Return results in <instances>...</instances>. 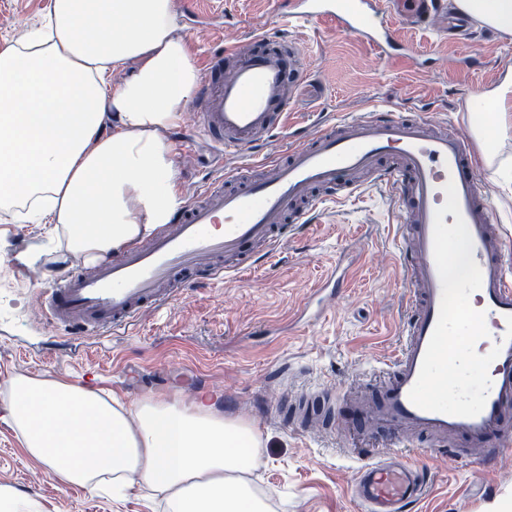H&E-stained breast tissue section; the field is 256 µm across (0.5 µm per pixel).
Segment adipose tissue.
I'll return each mask as SVG.
<instances>
[{
	"label": "adipose tissue",
	"instance_id": "1",
	"mask_svg": "<svg viewBox=\"0 0 512 512\" xmlns=\"http://www.w3.org/2000/svg\"><path fill=\"white\" fill-rule=\"evenodd\" d=\"M458 6L512 30V0ZM174 17V0H52L44 31L0 46V209L44 225L65 255L104 260L181 204L164 132L181 122L199 71ZM0 422L68 487L114 500L147 486L167 512L270 509L248 479L254 424L207 394L130 405L96 384L18 375L0 385Z\"/></svg>",
	"mask_w": 512,
	"mask_h": 512
}]
</instances>
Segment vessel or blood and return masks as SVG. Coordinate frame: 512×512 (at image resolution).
I'll list each match as a JSON object with an SVG mask.
<instances>
[{"label":"vessel or blood","mask_w":512,"mask_h":512,"mask_svg":"<svg viewBox=\"0 0 512 512\" xmlns=\"http://www.w3.org/2000/svg\"><path fill=\"white\" fill-rule=\"evenodd\" d=\"M283 17L290 23L335 22L365 37L382 57L396 51L397 22L422 26L438 20L458 36L470 29L468 17L447 0H284ZM307 68V57L295 45L261 32L249 44L229 43L210 55L184 124L222 155L251 156L281 136L279 150L259 162L266 176L252 177L246 164L206 179L147 243L126 246L92 273L64 276L44 295L46 329L51 336L132 334L146 311L243 272L254 246L280 244L288 225L303 223L317 205V191L340 188L349 196L360 189V176H368L398 204L408 316L389 377L368 401L364 417L369 428L388 431L393 448L359 459L352 495L365 512H405L424 497L415 461L427 454L406 447V436L460 441V455L478 469L512 451V247L481 192L474 140L439 131L437 116L409 119L390 103L321 125L308 141L286 134L291 91ZM449 183L460 212L446 214L444 222L450 226L463 217L482 274L475 297L488 335L479 344L500 349L489 368L485 406L473 417L427 411L409 397L440 311L433 227Z\"/></svg>","instance_id":"vessel-or-blood-1"}]
</instances>
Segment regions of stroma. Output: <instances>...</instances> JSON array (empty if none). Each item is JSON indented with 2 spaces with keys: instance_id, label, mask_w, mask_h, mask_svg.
Masks as SVG:
<instances>
[{
  "instance_id": "obj_1",
  "label": "stroma",
  "mask_w": 512,
  "mask_h": 512,
  "mask_svg": "<svg viewBox=\"0 0 512 512\" xmlns=\"http://www.w3.org/2000/svg\"><path fill=\"white\" fill-rule=\"evenodd\" d=\"M51 0H0V46L23 41L46 17ZM175 0V35L197 64L222 49L224 32L239 40L257 31L283 36L303 49L311 70L294 93L295 126L315 132L323 118L368 111L402 95L406 115L440 109L463 132L490 126L474 121L477 93H491L512 66V32L472 21V43L449 39L440 28L396 25L401 51L377 60L367 41L335 23L282 26L281 0H202L206 17L189 24ZM493 168L481 173L495 220L512 241V133L498 140ZM214 148L196 138L175 155L181 198L211 174ZM394 203L374 186L355 196L323 201L307 224L289 230L272 253L244 275L179 297L145 312L133 336L96 335L51 345L39 312V294L57 276L86 266L49 254L42 225L0 223V383L17 374L74 383L94 370L101 386L129 401L153 394L190 402L217 396L229 417L252 420L263 446L252 480L273 512H362L352 497L357 460L389 448L387 435L365 434L358 393L378 389L402 341L408 310L406 275L398 259ZM350 273L345 295L326 307L313 291L334 264ZM336 392V432L301 427L281 411L285 399ZM426 473L424 512H512V454L479 472L452 454L420 458ZM0 483L41 501L48 512H164L149 492L134 489L118 501L79 487H63L24 453L14 431L0 424Z\"/></svg>"
}]
</instances>
